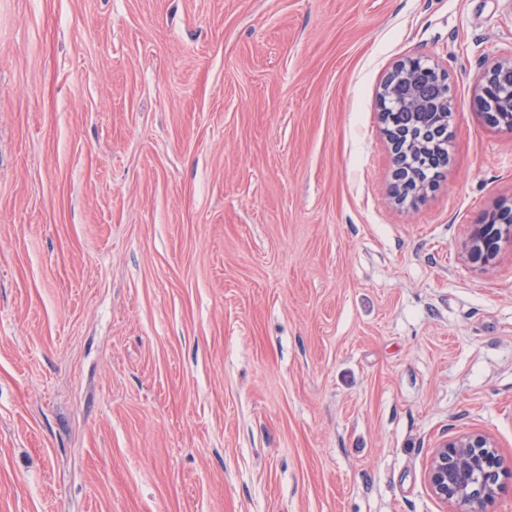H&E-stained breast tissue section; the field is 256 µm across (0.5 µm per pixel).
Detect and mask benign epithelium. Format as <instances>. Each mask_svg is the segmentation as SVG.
<instances>
[{
  "label": "benign epithelium",
  "mask_w": 512,
  "mask_h": 512,
  "mask_svg": "<svg viewBox=\"0 0 512 512\" xmlns=\"http://www.w3.org/2000/svg\"><path fill=\"white\" fill-rule=\"evenodd\" d=\"M477 101L488 123L499 126L502 115L512 112V60L486 68L475 84ZM379 106L383 132L391 144L394 161L393 195L420 197L429 185L412 165L415 150L428 151L427 166L448 163V153L435 149L447 143L452 98L447 76L420 57L397 63L381 83ZM512 239L511 224H476L471 234L473 254L489 261L499 241ZM425 477L432 495L451 512H489L507 484L512 467L503 466L494 440L483 432L451 436L429 458Z\"/></svg>",
  "instance_id": "7a95c632"
}]
</instances>
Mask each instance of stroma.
<instances>
[{
  "instance_id": "35a3bbf8",
  "label": "stroma",
  "mask_w": 512,
  "mask_h": 512,
  "mask_svg": "<svg viewBox=\"0 0 512 512\" xmlns=\"http://www.w3.org/2000/svg\"><path fill=\"white\" fill-rule=\"evenodd\" d=\"M448 77V165L389 193L377 93ZM512 0H0V512H446L512 463ZM475 91L487 122L512 128L502 120L503 112H512V60L486 68L476 81ZM485 217L481 224H474L471 234L473 254L477 258L488 262L491 260L499 245V241L503 239H512V225L511 224H483ZM425 477L432 495L452 507L451 512H491L510 483L512 465L503 466L494 440L483 432L451 436L429 458Z\"/></svg>"
}]
</instances>
